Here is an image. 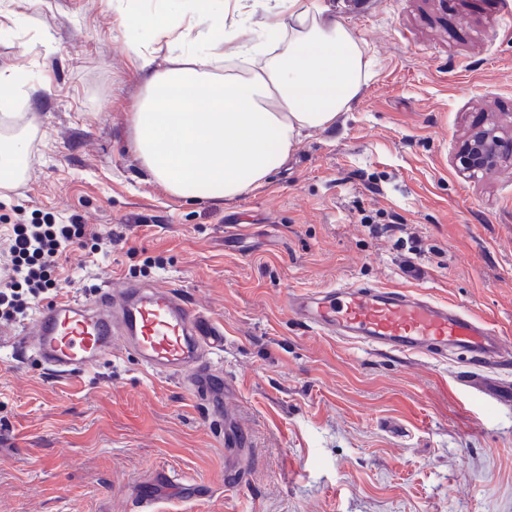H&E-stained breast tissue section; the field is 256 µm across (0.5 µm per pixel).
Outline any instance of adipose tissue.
I'll return each mask as SVG.
<instances>
[{
  "mask_svg": "<svg viewBox=\"0 0 512 512\" xmlns=\"http://www.w3.org/2000/svg\"><path fill=\"white\" fill-rule=\"evenodd\" d=\"M267 24L244 40L250 14L203 0L205 32L183 14H140L128 25L156 42L185 43L154 69L139 37L127 49L148 69L130 114L131 144L149 178L187 201L231 203L281 168L302 133L348 111L364 80L352 26L327 0H260Z\"/></svg>",
  "mask_w": 512,
  "mask_h": 512,
  "instance_id": "adipose-tissue-1",
  "label": "adipose tissue"
}]
</instances>
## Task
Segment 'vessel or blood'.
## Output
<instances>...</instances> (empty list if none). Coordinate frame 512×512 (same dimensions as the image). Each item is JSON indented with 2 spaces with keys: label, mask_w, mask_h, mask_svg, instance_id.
<instances>
[{
  "label": "vessel or blood",
  "mask_w": 512,
  "mask_h": 512,
  "mask_svg": "<svg viewBox=\"0 0 512 512\" xmlns=\"http://www.w3.org/2000/svg\"><path fill=\"white\" fill-rule=\"evenodd\" d=\"M286 307L300 322L341 342L437 360L465 352L472 370L455 377V385L475 388L495 403L512 402V382L498 378L512 367V350L494 323L454 304L413 289L340 284L288 293ZM8 344L33 350L58 379L95 368L122 345L153 374L179 377L223 422L224 468L242 475L250 443L225 407L238 386L216 362L224 351V325L178 290L126 280L88 299L64 295L41 310L27 330L13 333Z\"/></svg>",
  "instance_id": "b4317fda"
}]
</instances>
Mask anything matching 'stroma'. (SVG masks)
<instances>
[{"mask_svg":"<svg viewBox=\"0 0 512 512\" xmlns=\"http://www.w3.org/2000/svg\"><path fill=\"white\" fill-rule=\"evenodd\" d=\"M180 7L0 0V69L37 89L8 106L31 149L0 191V251L19 221L73 215L112 242L69 249L37 308L129 279L223 321L251 465L225 482L204 407L131 356L60 381L0 347V512H140L161 471L195 492L158 512H512V406L453 386L465 357L364 350L285 308L292 289L416 286L512 342V164L452 163L474 124L512 127V0H344L357 100L227 204L147 181L127 131L146 73L123 19Z\"/></svg>","mask_w":512,"mask_h":512,"instance_id":"35a3bbf8","label":"stroma"}]
</instances>
